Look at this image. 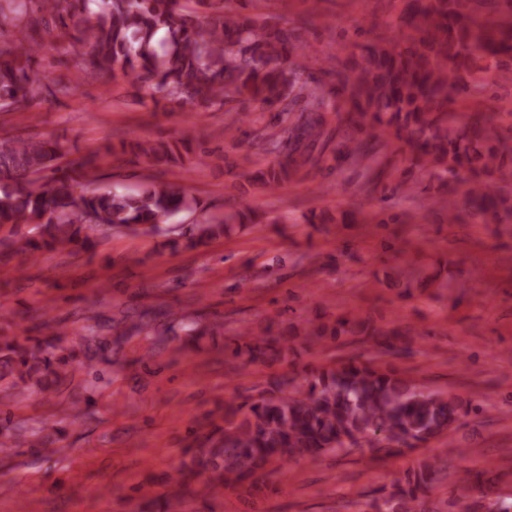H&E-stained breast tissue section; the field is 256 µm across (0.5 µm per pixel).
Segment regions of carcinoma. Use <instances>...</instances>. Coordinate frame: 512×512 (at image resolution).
I'll list each match as a JSON object with an SVG mask.
<instances>
[{
  "label": "carcinoma",
  "instance_id": "obj_1",
  "mask_svg": "<svg viewBox=\"0 0 512 512\" xmlns=\"http://www.w3.org/2000/svg\"><path fill=\"white\" fill-rule=\"evenodd\" d=\"M400 27L413 35L404 41L379 36L345 61L330 58L326 71L334 87L325 93L306 76L307 65L291 56L300 44L293 28L257 23L232 8L201 23L179 0H0V20L10 19L16 33L0 38V112L29 106L48 95L67 97L72 85L62 77L43 83L34 73L44 49L42 34L66 41L76 67L88 76L101 71L138 73L159 99L181 105L224 106L246 97L255 109L288 114V138H276L282 150L257 184L279 188L290 176L318 169L334 155L366 169L377 187L382 172L368 141L387 133L410 167L440 182L448 196L454 179L466 173L467 209L486 224L512 220V193L502 182L512 176V130L492 111L459 113L455 94L478 96L486 75L512 59V0H402ZM336 126H331V123ZM136 155L157 164L181 165L190 141L135 143ZM92 157L63 160L58 143L36 138L0 137V225L24 224L16 240L0 241V269L18 254L37 258L60 246L89 250L103 229L153 233L171 216L193 209L176 183L161 181L142 192L111 189L85 194L81 182L96 181ZM51 175H45V172ZM252 222L244 211L224 214L221 222L193 225L185 246L196 248L224 235L232 224ZM45 336L29 345L0 336V381L20 393L54 392L68 378L64 344L95 358L93 330L68 336L43 322ZM380 336L361 318H339L312 329L308 344L326 336ZM236 346L253 360L276 361L288 351L282 336L250 337ZM463 402L428 389L391 368L354 359L322 365L303 383L277 377L251 402L224 406V428L197 448L191 465L175 468L173 495L187 486L186 474L216 473L214 486L244 488L276 462L345 452L357 447L373 458L402 455L448 434L462 415ZM418 463L407 487H399L376 512H432L425 494L448 470Z\"/></svg>",
  "mask_w": 512,
  "mask_h": 512
}]
</instances>
